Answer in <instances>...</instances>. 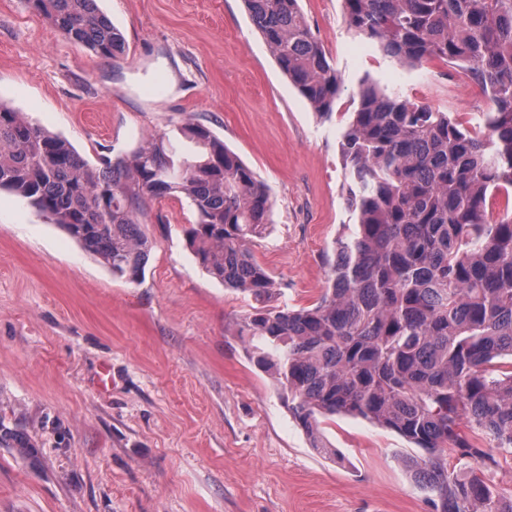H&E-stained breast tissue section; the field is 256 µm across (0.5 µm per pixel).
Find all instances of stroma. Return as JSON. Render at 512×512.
I'll return each instance as SVG.
<instances>
[{
  "mask_svg": "<svg viewBox=\"0 0 512 512\" xmlns=\"http://www.w3.org/2000/svg\"><path fill=\"white\" fill-rule=\"evenodd\" d=\"M123 60L62 38L25 0H0V103L90 163L154 134L180 151L186 122L210 129L270 190L273 222L252 246L281 291L311 305L338 237L355 232L341 142L363 75L476 127L486 98L460 69L391 66L353 39L342 0H301L343 76L318 117L281 72L242 0H99ZM185 198L149 203L145 275L128 283L25 200L0 191V512H432L398 433L336 416V449L311 447L239 334L247 295L198 264Z\"/></svg>",
  "mask_w": 512,
  "mask_h": 512,
  "instance_id": "1",
  "label": "stroma"
}]
</instances>
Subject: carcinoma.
Instances as JSON below:
<instances>
[{
  "label": "carcinoma",
  "instance_id": "obj_1",
  "mask_svg": "<svg viewBox=\"0 0 512 512\" xmlns=\"http://www.w3.org/2000/svg\"><path fill=\"white\" fill-rule=\"evenodd\" d=\"M66 40L117 60L122 33L96 0H26ZM281 71L321 117L343 80L300 0H242ZM348 32L407 69L438 60L489 100L468 129L370 75L341 155L357 231L336 240L327 288L308 307H268L278 284L251 256L266 237L265 184L203 126L177 152L155 134L92 165L63 138L0 103V190L50 215L112 276L141 280L153 240L146 204L185 197L200 266L256 302L240 324L249 360L278 386L311 447L336 458L322 420L362 418L425 452L412 462L434 512H512L486 472L512 458V0H343ZM505 204L494 214L495 197ZM23 456L26 436L0 427ZM470 459L462 474L439 459Z\"/></svg>",
  "mask_w": 512,
  "mask_h": 512
}]
</instances>
